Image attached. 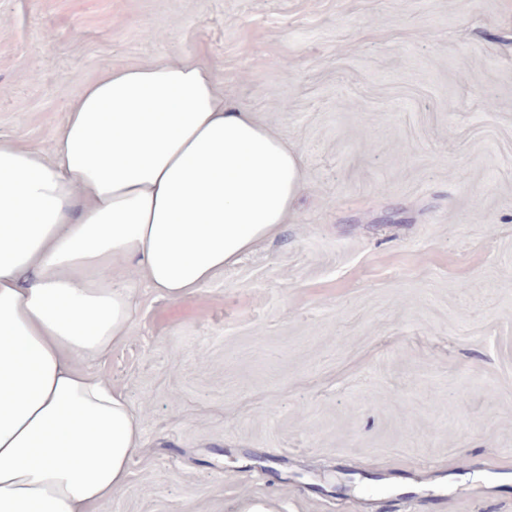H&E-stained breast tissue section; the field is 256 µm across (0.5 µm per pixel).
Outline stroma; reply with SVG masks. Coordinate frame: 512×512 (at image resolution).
Here are the masks:
<instances>
[{
  "label": "stroma",
  "instance_id": "stroma-1",
  "mask_svg": "<svg viewBox=\"0 0 512 512\" xmlns=\"http://www.w3.org/2000/svg\"><path fill=\"white\" fill-rule=\"evenodd\" d=\"M184 58L304 190L87 365L143 418L99 512H512V0H0V138Z\"/></svg>",
  "mask_w": 512,
  "mask_h": 512
}]
</instances>
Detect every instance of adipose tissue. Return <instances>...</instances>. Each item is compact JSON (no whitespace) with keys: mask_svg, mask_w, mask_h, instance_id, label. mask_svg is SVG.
Here are the masks:
<instances>
[{"mask_svg":"<svg viewBox=\"0 0 512 512\" xmlns=\"http://www.w3.org/2000/svg\"><path fill=\"white\" fill-rule=\"evenodd\" d=\"M303 186L301 154L190 58L86 83L49 146L0 140V512H94L125 486L141 417L80 363L126 339L137 283L193 297Z\"/></svg>","mask_w":512,"mask_h":512,"instance_id":"adipose-tissue-1","label":"adipose tissue"}]
</instances>
